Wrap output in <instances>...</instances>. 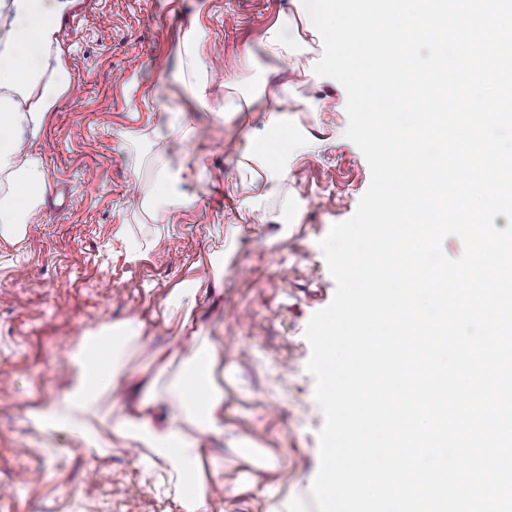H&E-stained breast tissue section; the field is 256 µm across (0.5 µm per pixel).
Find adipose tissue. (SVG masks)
Returning a JSON list of instances; mask_svg holds the SVG:
<instances>
[{
    "label": "adipose tissue",
    "mask_w": 512,
    "mask_h": 512,
    "mask_svg": "<svg viewBox=\"0 0 512 512\" xmlns=\"http://www.w3.org/2000/svg\"><path fill=\"white\" fill-rule=\"evenodd\" d=\"M76 0H0V236L12 237L29 223L42 204L46 177L35 150L46 117L71 84L64 48L57 38L64 15ZM204 32L190 24L179 50V78L188 95L204 111L239 112L260 105L266 115L261 130H244L235 144L240 168L262 180V191L247 195L244 209L257 213L265 198L280 195L291 158L310 151L311 141L299 140L284 104L286 85H262L252 94L208 100V66L202 55ZM205 168L203 157L165 161L154 173L152 191L142 207L156 221L189 207L193 199L185 184ZM146 329L145 320L131 317L105 322L84 331L69 353L62 395L34 408L29 419L40 433H66L88 448L103 447L90 423L101 394L124 381L122 362ZM181 370L165 404L133 396L118 433L125 442L148 448L154 459L177 476L183 512H207L210 483L202 460L210 455L208 439L224 435V391L217 382L213 345L188 336Z\"/></svg>",
    "instance_id": "obj_1"
}]
</instances>
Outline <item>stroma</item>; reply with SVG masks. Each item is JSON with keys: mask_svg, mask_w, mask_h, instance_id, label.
<instances>
[{"mask_svg": "<svg viewBox=\"0 0 512 512\" xmlns=\"http://www.w3.org/2000/svg\"><path fill=\"white\" fill-rule=\"evenodd\" d=\"M289 7L290 0H78L62 19L72 83L38 138L55 206L41 208L24 237L0 238V512H182L173 483L145 474L146 449L124 448L116 433L125 386L98 403L93 422L112 443L103 455L66 434H40L28 414L61 394L69 352L85 329L147 319L124 372L149 377L188 315L217 348L224 389V438L214 444L224 494L208 512H316L310 488L324 415L307 370L305 329L335 292L319 242L355 213L371 172L344 136V88L312 85L304 61L276 58L263 46ZM196 18L207 32L203 56L223 72L210 80L211 101L228 95V76L242 87L256 78L288 84L289 113L320 144L289 164L283 190L299 203L289 222L276 197L263 202V224L240 208L246 178L233 144L241 128L261 127L262 112L224 121L198 110L172 79L179 35ZM247 45L254 61L244 70ZM319 98L333 110L311 112ZM164 101L171 111L161 109ZM178 113L195 126L194 140L169 136ZM198 151L208 153L209 167L186 187L194 205L168 222L150 220L140 204L153 160ZM228 224L238 227L229 245ZM130 240L152 243L133 263ZM216 250L219 279L204 263ZM174 288L214 291L215 303L182 304L169 322H152ZM242 438L255 444L253 454L239 451Z\"/></svg>", "mask_w": 512, "mask_h": 512, "instance_id": "obj_1", "label": "stroma"}]
</instances>
